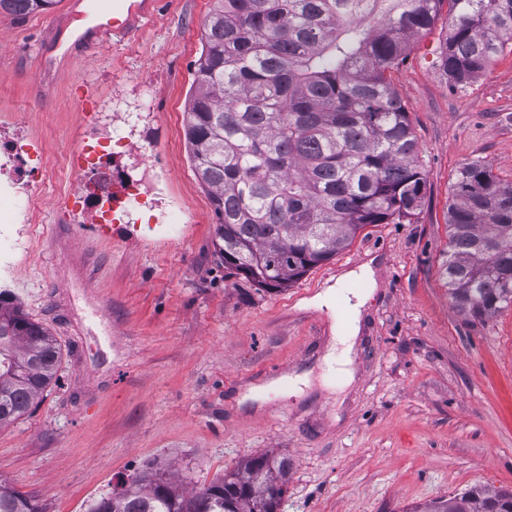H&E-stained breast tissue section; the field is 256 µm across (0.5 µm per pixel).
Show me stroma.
Wrapping results in <instances>:
<instances>
[{"mask_svg":"<svg viewBox=\"0 0 512 512\" xmlns=\"http://www.w3.org/2000/svg\"><path fill=\"white\" fill-rule=\"evenodd\" d=\"M211 0H160L134 37L95 46L54 33L57 0L0 12V136L24 133L48 157L37 192L43 235L16 258L8 301L59 344L58 379L0 426V482L39 512H87L131 479L161 474L191 493L269 454L288 460L280 512H406L464 489L512 490V306L460 313L444 284L448 199L479 161L512 179V52L466 88L439 67V16L390 73L416 136L425 190L401 224H371L290 287L260 290L215 253L217 217L185 136ZM150 109L121 178L158 174L172 234L115 221L77 235L55 210L74 184L65 155L112 105ZM371 265L352 353L354 379L324 362L343 307L314 296ZM276 363L277 375L264 373Z\"/></svg>","mask_w":512,"mask_h":512,"instance_id":"obj_1","label":"stroma"}]
</instances>
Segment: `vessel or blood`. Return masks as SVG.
<instances>
[{
  "label": "vessel or blood",
  "instance_id": "1",
  "mask_svg": "<svg viewBox=\"0 0 512 512\" xmlns=\"http://www.w3.org/2000/svg\"><path fill=\"white\" fill-rule=\"evenodd\" d=\"M158 5L159 0H71L65 17L88 20L82 40L100 42L134 35L155 15Z\"/></svg>",
  "mask_w": 512,
  "mask_h": 512
}]
</instances>
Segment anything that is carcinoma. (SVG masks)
<instances>
[{"label":"carcinoma","mask_w":512,"mask_h":512,"mask_svg":"<svg viewBox=\"0 0 512 512\" xmlns=\"http://www.w3.org/2000/svg\"><path fill=\"white\" fill-rule=\"evenodd\" d=\"M54 0H0L28 14ZM448 6L440 66L466 85L512 43V0H214L188 101L186 137L218 217L224 268L285 288L370 224H401L425 186L409 113L387 77ZM441 272L456 307L512 303V181L461 165L448 204ZM52 336L0 299V425L57 378ZM288 460L260 455L189 496L134 479L90 512H277ZM512 512V493L469 489L415 512ZM0 512H37L0 484Z\"/></svg>","instance_id":"obj_1"}]
</instances>
